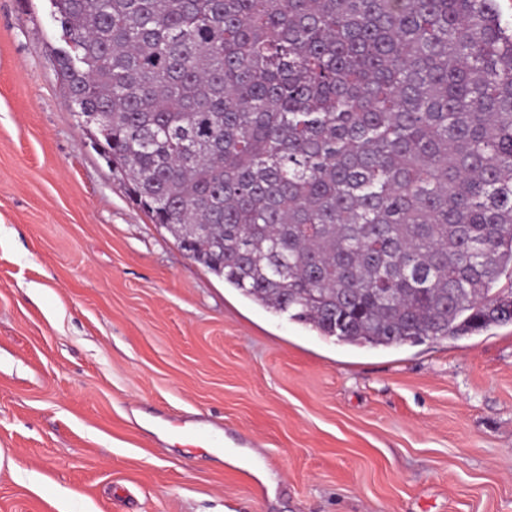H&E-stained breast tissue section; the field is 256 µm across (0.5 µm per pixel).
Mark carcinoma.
<instances>
[{
  "instance_id": "obj_1",
  "label": "carcinoma",
  "mask_w": 512,
  "mask_h": 512,
  "mask_svg": "<svg viewBox=\"0 0 512 512\" xmlns=\"http://www.w3.org/2000/svg\"><path fill=\"white\" fill-rule=\"evenodd\" d=\"M58 75L191 258L321 336L512 324L498 0H51Z\"/></svg>"
}]
</instances>
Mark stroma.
Segmentation results:
<instances>
[{"mask_svg": "<svg viewBox=\"0 0 512 512\" xmlns=\"http://www.w3.org/2000/svg\"><path fill=\"white\" fill-rule=\"evenodd\" d=\"M65 47L0 0V512H512V325L368 348L267 312L132 201Z\"/></svg>", "mask_w": 512, "mask_h": 512, "instance_id": "35a3bbf8", "label": "stroma"}]
</instances>
